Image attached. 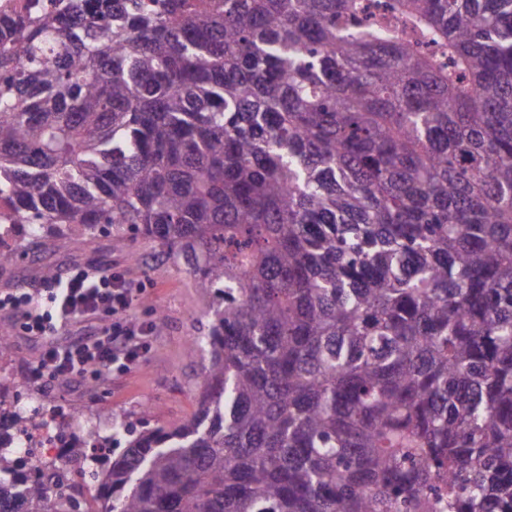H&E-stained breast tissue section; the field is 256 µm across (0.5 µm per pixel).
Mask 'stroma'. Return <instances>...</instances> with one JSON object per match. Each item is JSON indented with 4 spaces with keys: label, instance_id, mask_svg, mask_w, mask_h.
<instances>
[{
    "label": "stroma",
    "instance_id": "stroma-1",
    "mask_svg": "<svg viewBox=\"0 0 512 512\" xmlns=\"http://www.w3.org/2000/svg\"><path fill=\"white\" fill-rule=\"evenodd\" d=\"M16 270L21 280L33 285L50 266L63 272L77 263L112 270L113 274L139 282L143 293L131 311L133 318L151 327L150 351L129 372H113L111 378L91 385H43L41 396L51 405L86 415L108 408L122 423H175L195 410L203 383L207 353L186 354L187 340L200 335L208 324L206 311L217 300L196 288L184 267L162 255L151 241L128 231L113 230L65 240L46 239L28 244ZM0 336L10 337L19 375H27L43 344L19 328L15 316L0 309Z\"/></svg>",
    "mask_w": 512,
    "mask_h": 512
}]
</instances>
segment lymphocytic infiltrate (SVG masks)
Instances as JSON below:
<instances>
[{
  "instance_id": "lymphocytic-infiltrate-1",
  "label": "lymphocytic infiltrate",
  "mask_w": 512,
  "mask_h": 512,
  "mask_svg": "<svg viewBox=\"0 0 512 512\" xmlns=\"http://www.w3.org/2000/svg\"><path fill=\"white\" fill-rule=\"evenodd\" d=\"M141 294L134 281H116L111 272L75 267L42 280L38 293L18 289L0 299L1 307L21 310L24 332L46 338L53 332L88 323L91 334L48 345L32 366L36 381L85 383L128 371L149 350L148 332L131 316Z\"/></svg>"
}]
</instances>
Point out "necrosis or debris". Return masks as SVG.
I'll return each instance as SVG.
<instances>
[{"instance_id": "1", "label": "necrosis or debris", "mask_w": 512, "mask_h": 512, "mask_svg": "<svg viewBox=\"0 0 512 512\" xmlns=\"http://www.w3.org/2000/svg\"><path fill=\"white\" fill-rule=\"evenodd\" d=\"M11 372L10 365L0 364V446L27 455L28 469L49 499L84 496L85 486L65 479L74 466L69 436L82 434L83 417L31 396Z\"/></svg>"}]
</instances>
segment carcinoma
Masks as SVG:
<instances>
[{
	"label": "carcinoma",
	"instance_id": "obj_1",
	"mask_svg": "<svg viewBox=\"0 0 512 512\" xmlns=\"http://www.w3.org/2000/svg\"><path fill=\"white\" fill-rule=\"evenodd\" d=\"M0 201L221 297L194 413L113 425L98 508L21 512H512V0L3 21ZM25 468L0 451V512Z\"/></svg>",
	"mask_w": 512,
	"mask_h": 512
}]
</instances>
